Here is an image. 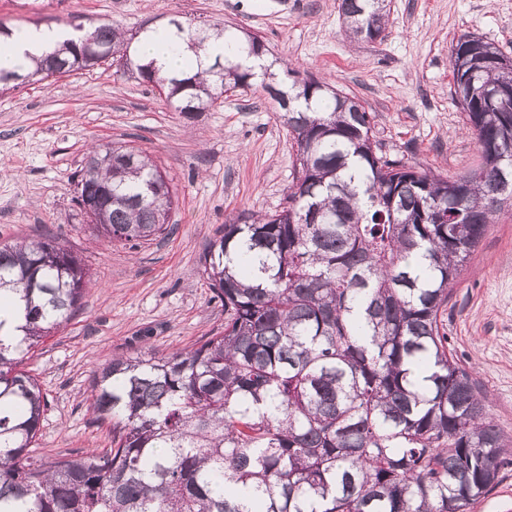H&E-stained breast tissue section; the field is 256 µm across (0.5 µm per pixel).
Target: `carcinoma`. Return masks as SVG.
<instances>
[{"mask_svg": "<svg viewBox=\"0 0 512 512\" xmlns=\"http://www.w3.org/2000/svg\"><path fill=\"white\" fill-rule=\"evenodd\" d=\"M346 35L383 37L387 0H341ZM82 36L0 84L78 69L95 48L165 90L191 119L224 87L249 88L230 58L166 78L128 50L119 27ZM198 40L176 27L194 53ZM473 82L454 95L480 163L452 178L378 152L360 101L315 79L262 82L296 146L287 206L225 222L204 273L224 331L167 355L118 356L86 397L112 447L81 458L34 455L47 407L24 356L80 307L82 260L46 236L0 243V512H468L498 479L512 440L448 356L440 313L488 224L512 202V58L463 33ZM82 168L75 201L98 236L136 247L165 235L175 192L141 152Z\"/></svg>", "mask_w": 512, "mask_h": 512, "instance_id": "carcinoma-1", "label": "carcinoma"}]
</instances>
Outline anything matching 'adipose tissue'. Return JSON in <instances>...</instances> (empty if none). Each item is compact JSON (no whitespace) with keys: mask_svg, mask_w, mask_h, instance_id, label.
Instances as JSON below:
<instances>
[{"mask_svg":"<svg viewBox=\"0 0 512 512\" xmlns=\"http://www.w3.org/2000/svg\"><path fill=\"white\" fill-rule=\"evenodd\" d=\"M72 38V32L62 27L29 28L19 33L0 34V69L25 72L33 59L59 48ZM136 52L144 62L152 64L159 75L172 76L207 67L212 57L223 54L224 41L213 39L207 54L198 57L176 42L172 29L154 28L141 35Z\"/></svg>","mask_w":512,"mask_h":512,"instance_id":"1","label":"adipose tissue"}]
</instances>
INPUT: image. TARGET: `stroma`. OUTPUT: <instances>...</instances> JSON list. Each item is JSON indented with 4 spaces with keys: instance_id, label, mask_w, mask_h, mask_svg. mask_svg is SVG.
<instances>
[{
    "instance_id": "stroma-1",
    "label": "stroma",
    "mask_w": 512,
    "mask_h": 512,
    "mask_svg": "<svg viewBox=\"0 0 512 512\" xmlns=\"http://www.w3.org/2000/svg\"><path fill=\"white\" fill-rule=\"evenodd\" d=\"M341 0H0L13 30L106 19L128 36L180 20L261 37L277 76L296 72L355 95L383 151L452 177L479 151L462 130L450 48L466 32L512 56V0H390L383 39L348 38ZM148 153L176 189L172 230L130 247L98 238L74 201L91 146ZM296 152L260 86L225 93L186 119L156 88L106 62L0 94V242L52 236L79 255L94 283L71 321L27 360L48 406L35 451L77 458L110 447L84 401L112 356L165 355L224 328L202 257L227 218L281 210ZM448 348L512 436V212L488 225L440 316Z\"/></svg>"
}]
</instances>
